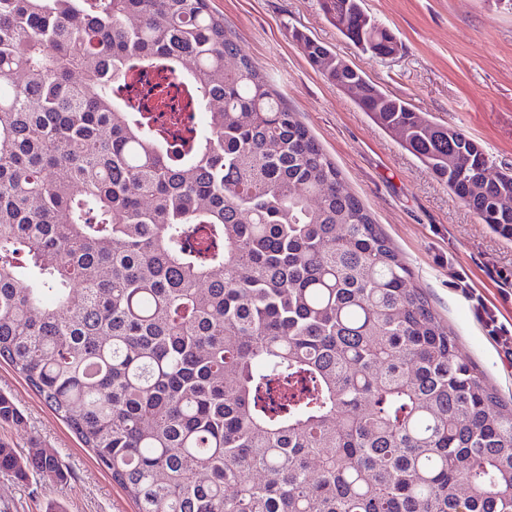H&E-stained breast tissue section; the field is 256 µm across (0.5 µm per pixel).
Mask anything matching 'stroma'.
<instances>
[{"label":"stroma","instance_id":"35a3bbf8","mask_svg":"<svg viewBox=\"0 0 512 512\" xmlns=\"http://www.w3.org/2000/svg\"><path fill=\"white\" fill-rule=\"evenodd\" d=\"M225 28L315 136L380 224L410 287L422 289L460 358L481 371L512 404V357L490 335L461 291L481 293L512 332V242L455 200L447 186L381 129L304 56L306 34L360 69L380 89L408 101L425 118L462 130L497 167L512 168V0H362L397 38L395 58L382 60L346 39L321 0H210ZM0 394L23 415L0 422V442L62 461L63 479L17 481L0 473V512H136V506L83 448L68 426L7 364Z\"/></svg>","mask_w":512,"mask_h":512}]
</instances>
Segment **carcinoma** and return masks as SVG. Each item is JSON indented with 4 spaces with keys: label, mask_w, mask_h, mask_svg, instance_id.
<instances>
[{
    "label": "carcinoma",
    "mask_w": 512,
    "mask_h": 512,
    "mask_svg": "<svg viewBox=\"0 0 512 512\" xmlns=\"http://www.w3.org/2000/svg\"><path fill=\"white\" fill-rule=\"evenodd\" d=\"M322 7L399 51L359 0ZM298 40L512 241L511 171ZM174 57L209 116L182 150L113 96ZM409 277L210 0H0V361L137 512H512V406ZM0 472L64 477L3 443Z\"/></svg>",
    "instance_id": "obj_1"
}]
</instances>
